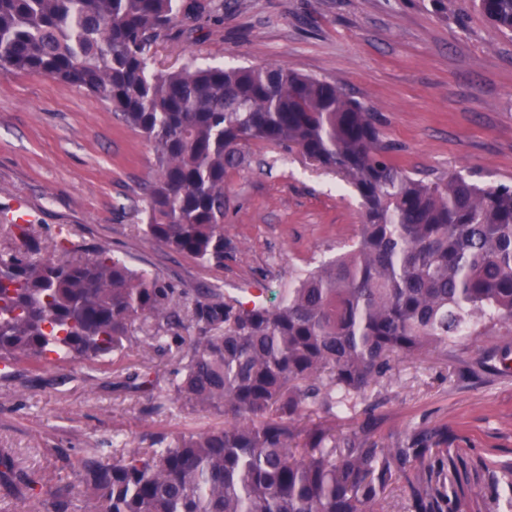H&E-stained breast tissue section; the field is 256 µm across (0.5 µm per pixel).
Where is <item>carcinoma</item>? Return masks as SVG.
Returning <instances> with one entry per match:
<instances>
[{"label": "carcinoma", "instance_id": "carcinoma-1", "mask_svg": "<svg viewBox=\"0 0 512 512\" xmlns=\"http://www.w3.org/2000/svg\"><path fill=\"white\" fill-rule=\"evenodd\" d=\"M512 34V0H474ZM178 0H0V74L40 73L112 105L153 143L146 234L224 266L226 177L245 148L296 151L338 174L359 197L361 233L301 274L277 301L211 288L192 295L101 247L60 261L30 224H4L0 359L40 368L120 354L136 322L150 346L177 353L174 398L224 425L112 461L87 448L76 478L84 512H498L512 467L472 461L448 430L394 447L336 434L397 358H413L486 328L512 325V187L457 172L403 169L378 118L334 82L282 66H196L150 72L152 44ZM194 335L175 332L181 313ZM0 486L41 512H70L73 485H47L0 448Z\"/></svg>", "mask_w": 512, "mask_h": 512}]
</instances>
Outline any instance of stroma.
Wrapping results in <instances>:
<instances>
[{"label":"stroma","mask_w":512,"mask_h":512,"mask_svg":"<svg viewBox=\"0 0 512 512\" xmlns=\"http://www.w3.org/2000/svg\"><path fill=\"white\" fill-rule=\"evenodd\" d=\"M224 0L220 11L180 15L150 50L151 66L283 65L336 82L376 112L398 164L419 174L462 172L512 187V37L472 0ZM156 177L151 143L102 98L28 72L0 74V225L22 208L42 242L67 237L84 254L101 246L178 288L274 299L298 271L356 241L359 203L336 174L301 154L251 144L226 179L224 235L234 251L216 268L172 252L143 231ZM121 359L91 364L17 361L0 376V448L42 480L73 479L85 449L110 457L157 438L223 425L176 401L175 356L144 331ZM512 352L506 328L484 329L447 352L394 361L390 376L336 429H368L395 445L447 429L471 459L512 464ZM151 370L152 396L125 386Z\"/></svg>","instance_id":"obj_1"}]
</instances>
